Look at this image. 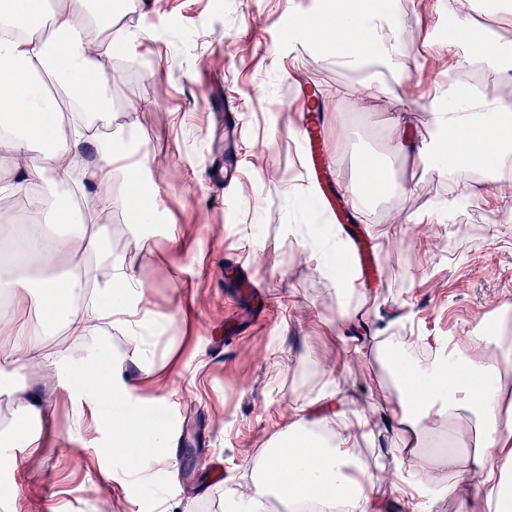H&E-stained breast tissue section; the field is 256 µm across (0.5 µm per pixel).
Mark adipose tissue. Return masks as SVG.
<instances>
[{
	"instance_id": "ef3b65f1",
	"label": "adipose tissue",
	"mask_w": 512,
	"mask_h": 512,
	"mask_svg": "<svg viewBox=\"0 0 512 512\" xmlns=\"http://www.w3.org/2000/svg\"><path fill=\"white\" fill-rule=\"evenodd\" d=\"M113 0H0V148L12 155L7 190L17 208L41 215L55 225L51 236L0 240V248L52 261L75 253L86 261L76 274L34 283L23 275L0 277V293L15 304L37 295L44 314L36 322H6L0 309V335L12 339L0 351V367L65 377L83 396L109 405L99 424L112 430L110 451L129 454L141 445L134 469L146 472L168 461L172 445L165 426L141 410L124 374L128 367L149 370L138 322L126 320L132 301L146 285L135 267L113 256L105 217L122 208L136 223L159 220L158 202L136 199L134 179L149 156H135L123 137L101 138L93 115L112 109L107 89L110 62L134 38L133 30L115 29ZM306 39L329 50L338 65L362 74V90L379 88L390 72L406 78L409 69L397 38L387 0H320L318 13L303 22ZM438 138L424 148L408 133L404 114L395 115L387 135L403 155L431 153L441 172H484L483 191L499 194L512 187V102L489 99L471 87L452 83L429 103ZM129 160L127 179L116 165ZM81 174V192L90 211L80 221L49 187L69 185ZM92 290L88 305L72 308L70 299ZM66 326L64 348L46 349L42 337L51 322ZM124 327L129 356L112 363L65 367V348H74L99 325ZM395 392L366 408L343 413L335 390L326 388L313 400L295 406L282 430L265 449L262 462L240 500L250 512H264L269 499L285 497L296 505L316 502L319 512H416L413 496L435 489L439 500L478 501L488 512H512V338L497 337L493 346L470 351H439L425 360L401 349L391 362ZM20 408V442L33 441L32 424L46 419L51 401L41 383H22L11 391ZM455 423L459 434L475 432L474 452L428 450L422 440L429 419ZM392 426V451L402 455L386 474L391 485L406 486L410 499L396 506L372 493L375 475L355 452L359 439L376 435L379 423Z\"/></svg>"
}]
</instances>
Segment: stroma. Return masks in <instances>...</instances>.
<instances>
[{
  "label": "stroma",
  "mask_w": 512,
  "mask_h": 512,
  "mask_svg": "<svg viewBox=\"0 0 512 512\" xmlns=\"http://www.w3.org/2000/svg\"><path fill=\"white\" fill-rule=\"evenodd\" d=\"M317 0H129L123 22L151 24L147 35L115 56L114 110L104 132L123 135L151 157L137 190L158 186L164 220L136 224L112 212V249L131 254L148 289L139 303L148 322L149 373L137 374L142 406L178 433L179 405L198 411L184 432L175 468L149 483L130 474L132 458L108 454L110 436L96 429L95 405L70 384L52 380L54 394L38 441L10 437L17 407L0 387V453L23 460L0 470V512H226L235 483L249 480L252 459L278 433L291 408L328 383L355 406L368 405L393 383L375 355L384 337L421 339L433 353L480 320L512 304V202L461 198L445 208L451 182L434 161L400 155L387 136L389 117L406 113L416 134L433 137L429 93L474 74L481 87L512 86V20L471 13V35L503 47L498 65L468 61V45L443 40L456 21L453 0H394L396 30L410 76L390 83L388 96L359 99V73L336 66L288 32L315 11ZM322 96L323 149L337 190L361 187L362 164L390 169L405 195L374 198L361 230L375 247L374 270L349 283L341 319L336 281L318 270L319 240L335 226L307 192L297 144L302 83ZM141 109L125 111L128 99ZM242 114L241 180L224 189L210 166L224 153L225 103ZM499 239H491L490 222ZM178 225L191 249L171 247ZM243 265L251 280L239 292L226 272ZM120 327L88 336L72 359L119 357Z\"/></svg>",
  "instance_id": "obj_1"
}]
</instances>
